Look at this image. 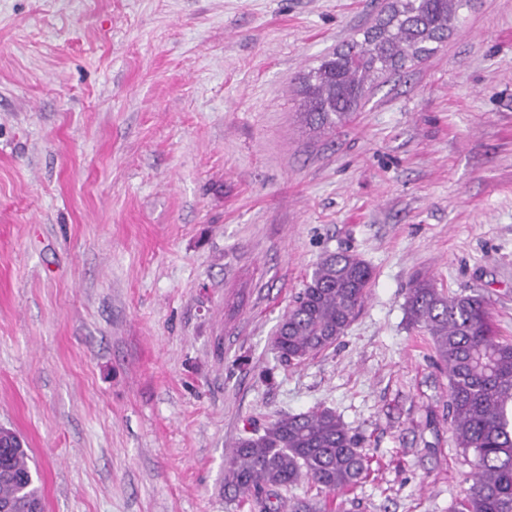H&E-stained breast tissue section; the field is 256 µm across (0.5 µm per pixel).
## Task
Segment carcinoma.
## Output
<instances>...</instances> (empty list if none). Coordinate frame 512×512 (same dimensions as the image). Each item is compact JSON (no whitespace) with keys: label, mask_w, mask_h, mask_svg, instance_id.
<instances>
[{"label":"carcinoma","mask_w":512,"mask_h":512,"mask_svg":"<svg viewBox=\"0 0 512 512\" xmlns=\"http://www.w3.org/2000/svg\"><path fill=\"white\" fill-rule=\"evenodd\" d=\"M469 0H394L384 17L322 57L299 82L308 124L334 130L365 101L374 80L419 61L448 38ZM369 265L347 251L313 269L272 342L286 362H302L344 335L368 293ZM412 324L431 336L448 372V414L457 447L473 456L475 481L457 512H512V342L495 334L481 295H447L426 279L409 289ZM0 512H44L27 449L0 430ZM369 472L358 439L328 408L277 418L238 439L224 490L264 504L271 488L305 479L326 495L349 492Z\"/></svg>","instance_id":"carcinoma-1"}]
</instances>
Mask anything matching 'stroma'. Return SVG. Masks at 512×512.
Listing matches in <instances>:
<instances>
[{"label":"stroma","mask_w":512,"mask_h":512,"mask_svg":"<svg viewBox=\"0 0 512 512\" xmlns=\"http://www.w3.org/2000/svg\"><path fill=\"white\" fill-rule=\"evenodd\" d=\"M391 0H0V427L45 512H251L239 437L336 412L372 459L325 512H454L471 456L409 324L416 278L512 340V0L318 131L300 79ZM373 269L301 363L271 336L321 258Z\"/></svg>","instance_id":"stroma-1"}]
</instances>
